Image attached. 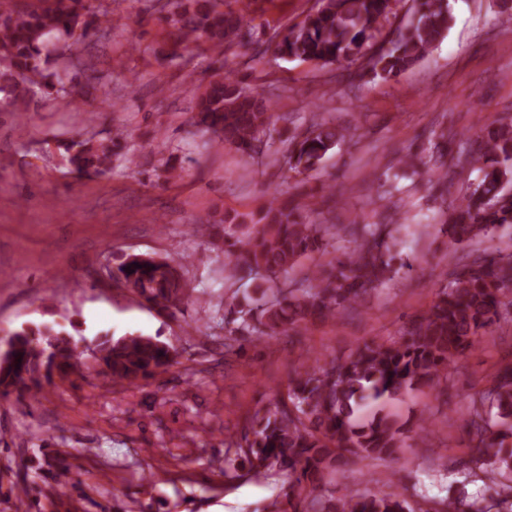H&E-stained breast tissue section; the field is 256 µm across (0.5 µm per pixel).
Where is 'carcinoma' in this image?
I'll return each instance as SVG.
<instances>
[{
  "label": "carcinoma",
  "mask_w": 512,
  "mask_h": 512,
  "mask_svg": "<svg viewBox=\"0 0 512 512\" xmlns=\"http://www.w3.org/2000/svg\"><path fill=\"white\" fill-rule=\"evenodd\" d=\"M226 4L167 0L166 21L173 28L174 55L202 40L217 51L209 66L210 80L196 104L198 124L210 133L213 145L249 155L277 116L226 70L224 45L254 21L249 7ZM389 12L390 0H321L316 11L287 28L277 50L324 66L366 56L375 73L397 76L430 52L452 20L449 0H417L412 20L376 48L373 39ZM105 16L97 0H36L26 9L17 8L13 0H0V85L18 96L35 89L51 94L62 83L51 61L72 51ZM344 138V129L334 124H315L289 143V167L298 172L313 169ZM64 151L79 175H105L121 156L116 137L72 140ZM509 161L511 122L485 129L477 150L456 157L457 166L472 165L480 176L448 213L443 225L448 243L465 245L512 226ZM217 223L224 225V268L230 279L240 272L262 273L272 282L301 260L321 257L310 269L313 285L308 289L265 288L257 297L233 294L229 312L238 317L229 335L245 340L287 335L310 321L334 319L397 273V241L390 224H310L299 206L278 198L268 203L246 238L238 235L234 220L221 218ZM340 235L347 237L349 246L328 256L329 239ZM118 272L119 280L154 306L182 311L193 301L182 266L134 256L120 264ZM511 308L512 255L489 254L462 264L430 310L400 340L366 344L344 360L295 371L287 397L246 419L234 456L224 457V475L261 479L274 470H287L292 481L269 512H412L406 498L395 492L347 491L327 497L321 493L325 473L339 450L360 460L395 454L402 447L397 422L380 409L364 419L363 409L430 382L478 345ZM10 336L11 351L0 358L1 395L16 393L34 400L54 380L80 373L72 333L42 324ZM87 349L100 374L116 384L134 385L176 363L172 347L152 336L100 332ZM467 398L473 448L465 470L484 474L489 498L464 505L447 497L425 512H512V363Z\"/></svg>",
  "instance_id": "carcinoma-1"
}]
</instances>
